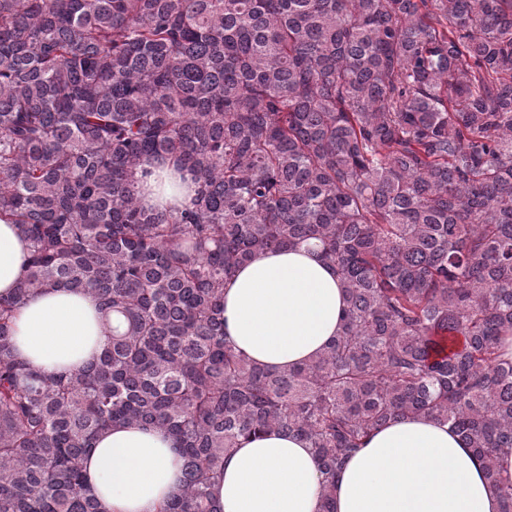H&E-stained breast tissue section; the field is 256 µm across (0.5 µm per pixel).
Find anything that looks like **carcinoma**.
Masks as SVG:
<instances>
[{
  "mask_svg": "<svg viewBox=\"0 0 512 512\" xmlns=\"http://www.w3.org/2000/svg\"><path fill=\"white\" fill-rule=\"evenodd\" d=\"M172 166L194 196L146 207ZM0 512H103L107 428L179 444L159 512H214L232 448L306 440L321 512L390 421L446 423L496 480L512 448V0H0ZM313 242L342 332L292 369L224 345V280ZM86 291L115 326L74 373L12 351L17 308ZM28 242L15 228L0 220V295L10 296L25 272L29 256Z\"/></svg>",
  "mask_w": 512,
  "mask_h": 512,
  "instance_id": "obj_1",
  "label": "carcinoma"
}]
</instances>
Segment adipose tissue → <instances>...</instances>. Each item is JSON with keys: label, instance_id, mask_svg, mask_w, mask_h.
I'll return each mask as SVG.
<instances>
[{"label": "adipose tissue", "instance_id": "adipose-tissue-1", "mask_svg": "<svg viewBox=\"0 0 512 512\" xmlns=\"http://www.w3.org/2000/svg\"><path fill=\"white\" fill-rule=\"evenodd\" d=\"M29 245L0 220V295L25 272ZM345 293L316 247L256 254L224 284V340L259 364L309 362L341 330ZM109 334L94 295L48 288L16 312L20 359L46 376L78 370ZM86 490L105 512H158L181 489V458L165 431L116 425L85 459ZM512 482V450L498 481ZM498 481L448 424L415 416L372 434L335 481L336 512H501ZM323 476L309 444L270 431L231 449L214 479L218 512H319Z\"/></svg>", "mask_w": 512, "mask_h": 512}]
</instances>
